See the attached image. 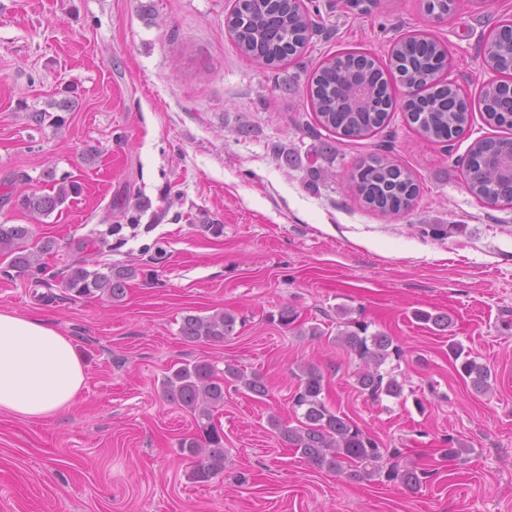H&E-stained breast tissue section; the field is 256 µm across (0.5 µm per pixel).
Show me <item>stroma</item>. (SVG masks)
<instances>
[{"label":"stroma","mask_w":512,"mask_h":512,"mask_svg":"<svg viewBox=\"0 0 512 512\" xmlns=\"http://www.w3.org/2000/svg\"><path fill=\"white\" fill-rule=\"evenodd\" d=\"M236 0H0V224L28 226L53 248L20 271L0 255V310L35 315L69 336L87 385L42 419L0 412V512H512V205H489L463 165L479 138L512 135L473 112L451 147L421 140L397 102L387 127L355 140L326 131L307 102L329 57L387 54L423 33L447 47L449 82L478 99L482 40L512 0H309L306 47L272 67L242 56L227 18ZM332 150L314 176L308 158ZM379 153L420 193L399 214L367 208L348 176ZM79 190L47 215L19 205ZM93 255L129 267L121 299L76 298L62 281ZM237 318L216 345L187 342L182 318ZM294 324L279 325L281 310ZM392 336L386 369L401 397L372 399L362 363L335 340L343 310ZM425 310L453 320L442 332ZM319 327L320 334L307 331ZM462 342L495 381L476 394L448 356ZM206 359L264 375L270 396L224 392V469L195 480L179 443L192 416L165 401L173 365ZM315 365L324 400L367 430L416 490L314 468L268 424L291 420L299 370ZM464 447L449 461L441 451Z\"/></svg>","instance_id":"35a3bbf8"}]
</instances>
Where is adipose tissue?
<instances>
[{"label": "adipose tissue", "instance_id": "1", "mask_svg": "<svg viewBox=\"0 0 512 512\" xmlns=\"http://www.w3.org/2000/svg\"><path fill=\"white\" fill-rule=\"evenodd\" d=\"M87 381L73 342L47 321L0 310V411L45 418L66 411Z\"/></svg>", "mask_w": 512, "mask_h": 512}]
</instances>
